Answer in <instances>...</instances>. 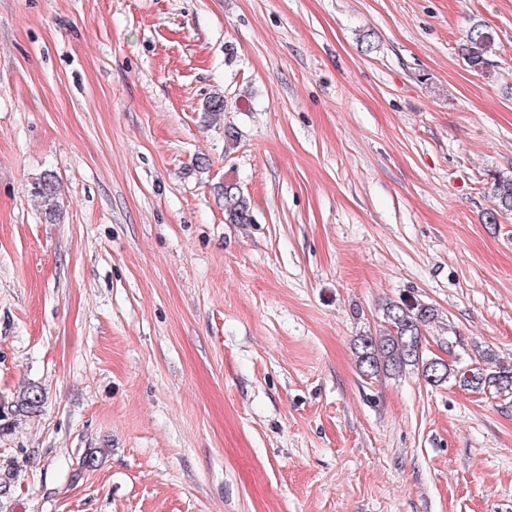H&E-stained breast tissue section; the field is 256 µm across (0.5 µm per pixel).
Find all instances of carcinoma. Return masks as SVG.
<instances>
[{"label": "carcinoma", "mask_w": 512, "mask_h": 512, "mask_svg": "<svg viewBox=\"0 0 512 512\" xmlns=\"http://www.w3.org/2000/svg\"><path fill=\"white\" fill-rule=\"evenodd\" d=\"M491 46V36L483 28L475 26L465 35V56L473 68L482 69L487 64L485 55ZM37 194L44 200L46 211H56L57 187L52 178L46 176L38 186ZM224 197V223L250 224L253 222L252 201L232 181H224L221 187ZM493 208L486 212L487 222L499 223L503 214H512V176L495 179ZM382 323L379 332L368 331L356 337L354 350L357 365L366 376L396 375L407 367L421 371L424 379L438 386L450 380L473 391L494 389L498 392L512 390V367L496 365V370L468 365L458 367L443 359L431 361L423 347V328L437 318V310L412 297L388 301L382 307ZM43 395L31 390L22 395L18 409L25 412L41 407Z\"/></svg>", "instance_id": "carcinoma-1"}]
</instances>
